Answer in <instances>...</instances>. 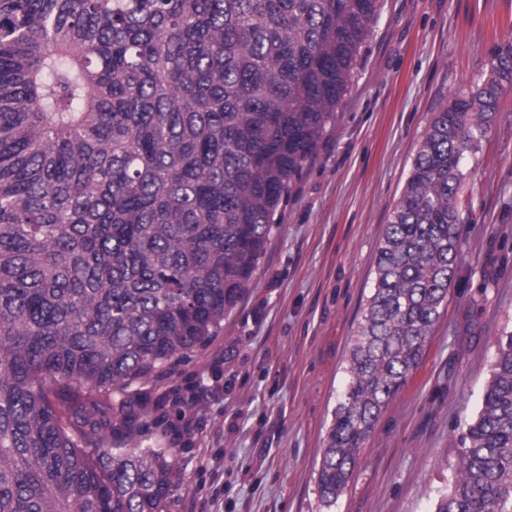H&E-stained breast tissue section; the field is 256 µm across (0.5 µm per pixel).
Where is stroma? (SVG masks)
Segmentation results:
<instances>
[{
    "mask_svg": "<svg viewBox=\"0 0 512 512\" xmlns=\"http://www.w3.org/2000/svg\"><path fill=\"white\" fill-rule=\"evenodd\" d=\"M512 37V0H383L315 160L283 204L252 287L206 347L133 386L127 423L179 451L169 512H317L314 468L373 286L384 227L431 112ZM465 185L490 215L457 230L469 259L424 354L377 422L335 512H430L512 329V95ZM203 419L183 430L194 395Z\"/></svg>",
    "mask_w": 512,
    "mask_h": 512,
    "instance_id": "stroma-1",
    "label": "stroma"
}]
</instances>
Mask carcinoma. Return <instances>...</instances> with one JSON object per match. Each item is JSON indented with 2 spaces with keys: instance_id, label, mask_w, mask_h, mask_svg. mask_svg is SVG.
I'll list each match as a JSON object with an SVG mask.
<instances>
[{
  "instance_id": "carcinoma-1",
  "label": "carcinoma",
  "mask_w": 512,
  "mask_h": 512,
  "mask_svg": "<svg viewBox=\"0 0 512 512\" xmlns=\"http://www.w3.org/2000/svg\"><path fill=\"white\" fill-rule=\"evenodd\" d=\"M380 0H0V512H167L174 448L112 444L124 395L253 284ZM512 41L431 113L385 225L315 480L333 512L484 220L464 194ZM66 394L67 415L53 397ZM433 512H512V333Z\"/></svg>"
}]
</instances>
